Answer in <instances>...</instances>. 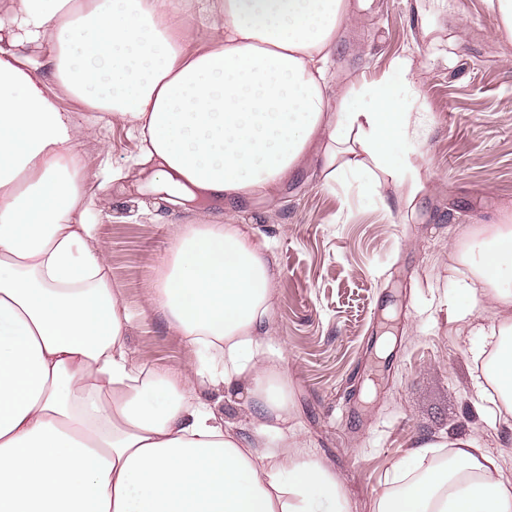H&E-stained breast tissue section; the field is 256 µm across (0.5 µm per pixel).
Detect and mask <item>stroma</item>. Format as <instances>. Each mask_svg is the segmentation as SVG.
<instances>
[{
	"label": "stroma",
	"mask_w": 512,
	"mask_h": 512,
	"mask_svg": "<svg viewBox=\"0 0 512 512\" xmlns=\"http://www.w3.org/2000/svg\"><path fill=\"white\" fill-rule=\"evenodd\" d=\"M412 61L418 107L431 114L430 177L415 201L385 183L381 199L323 186L316 163L288 182L275 204H244L277 272L266 341L288 372V426L297 448L340 478L351 512H372L385 477L420 440L473 438L512 471V433L496 427L473 378L484 339L462 321L448 278L458 234L497 224L512 207V41L498 34L488 0H447L423 20L416 0H365L346 25L331 76L378 78ZM99 136L75 151L92 171L118 169L140 143L98 119ZM110 202L99 221L112 280L132 318L129 347L155 367L187 361L180 336L147 297L177 225L190 211L140 213L132 178L91 186ZM204 399L251 431L249 400L209 387Z\"/></svg>",
	"instance_id": "35a3bbf8"
}]
</instances>
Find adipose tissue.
<instances>
[{"mask_svg": "<svg viewBox=\"0 0 512 512\" xmlns=\"http://www.w3.org/2000/svg\"><path fill=\"white\" fill-rule=\"evenodd\" d=\"M353 0H7L0 9V512H350L336 474L288 443V378L269 357L275 273L247 227L208 205L271 202L310 159L325 186L414 200L430 118L411 62L329 94ZM139 137L144 189L195 209L149 306L190 362L127 344L76 144L75 108ZM455 289L491 310L479 394L512 431V217L455 240ZM245 391L252 435L200 391ZM374 512H512V477L472 438L415 443Z\"/></svg>", "mask_w": 512, "mask_h": 512, "instance_id": "obj_1", "label": "adipose tissue"}]
</instances>
